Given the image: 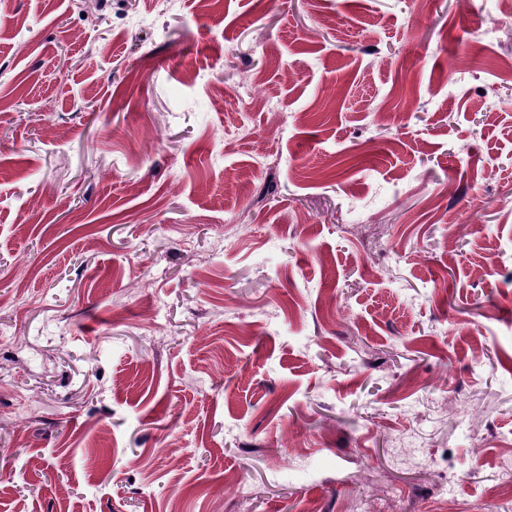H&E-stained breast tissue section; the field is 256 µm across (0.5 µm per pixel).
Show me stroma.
<instances>
[{
  "mask_svg": "<svg viewBox=\"0 0 512 512\" xmlns=\"http://www.w3.org/2000/svg\"><path fill=\"white\" fill-rule=\"evenodd\" d=\"M198 8L0 0V512H512L505 0Z\"/></svg>",
  "mask_w": 512,
  "mask_h": 512,
  "instance_id": "1",
  "label": "stroma"
}]
</instances>
